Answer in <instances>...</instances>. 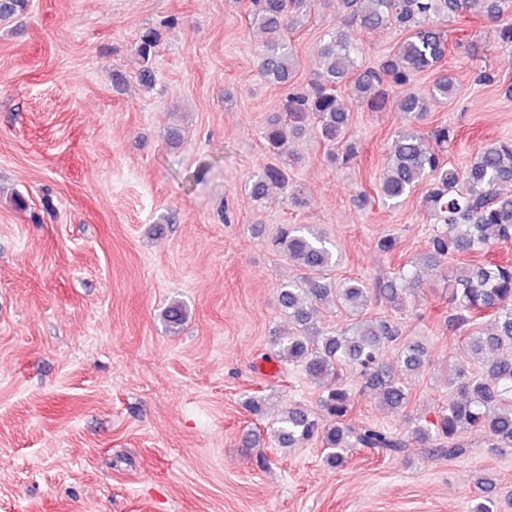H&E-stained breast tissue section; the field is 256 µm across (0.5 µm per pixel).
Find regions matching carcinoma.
<instances>
[{
    "label": "carcinoma",
    "instance_id": "1",
    "mask_svg": "<svg viewBox=\"0 0 512 512\" xmlns=\"http://www.w3.org/2000/svg\"><path fill=\"white\" fill-rule=\"evenodd\" d=\"M29 0H0V19L21 16ZM251 23L266 34L256 56V69L268 81L284 88L280 112L262 131L266 152L283 153L288 137L310 129L330 147V160L346 165L359 151L348 140L350 111L338 94L349 85L353 99L369 112L397 106L412 119L428 109V101L453 99L454 78L442 69L448 53V31L439 21L470 13L500 23L499 40L512 47V0H341L343 19L328 33L320 47V71L306 86L292 82L297 55L287 33L308 20L311 12L336 6V0H242ZM359 26L374 31L395 28L404 40L385 55L376 68L356 64L358 48L348 30ZM159 33L149 29L139 36L137 53L146 62L139 81L150 88L155 73L147 65L155 55ZM436 72L425 91L408 92L394 98L395 88H407L424 72ZM455 138L446 126L430 133L410 124L395 135L387 167L379 183L383 201L399 203L426 185V207L434 220L428 241V260L447 264L474 251L488 254L498 244L512 241V195L503 188L512 184V139L485 144L462 171L448 166V142ZM290 187L288 171L269 165L253 176L250 194L259 202L270 190ZM276 248L305 272L299 281L284 284L278 301L288 330L277 343L274 356L302 369L320 389L318 404L328 417L319 424L313 411L294 404L274 420L275 434L283 448L318 440L325 462L343 466L353 448H370L388 457L404 454L416 444L430 456L450 460L466 452L462 434L479 431L494 448L512 447V263L485 258L476 263L451 266L448 325L468 327L466 340L478 370L456 368L448 384L454 394L429 424L416 422L407 433H399L353 415L355 394L344 382L352 373L362 390L373 391L381 405L396 410L410 398L407 377L424 363L423 346L399 342L397 326L372 318H358L336 330L319 327L320 308L334 303L353 313L369 301V288L358 279L337 283L327 271L336 264V251L320 234L306 227L288 226L275 241ZM416 278L403 267L395 277L377 288L378 295L400 309L405 303L401 282ZM185 309L172 302L164 312L168 329L177 330L185 320ZM399 346V370L382 360L385 344Z\"/></svg>",
    "mask_w": 512,
    "mask_h": 512
}]
</instances>
